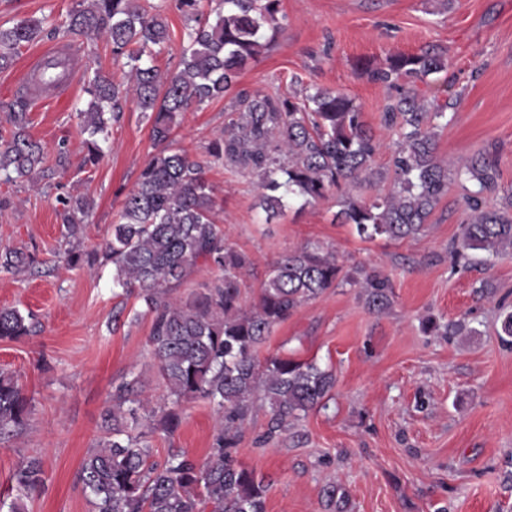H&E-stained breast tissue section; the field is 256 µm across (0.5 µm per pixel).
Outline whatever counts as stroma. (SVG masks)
I'll return each mask as SVG.
<instances>
[{"label": "stroma", "instance_id": "obj_1", "mask_svg": "<svg viewBox=\"0 0 512 512\" xmlns=\"http://www.w3.org/2000/svg\"><path fill=\"white\" fill-rule=\"evenodd\" d=\"M75 0H0V25L37 17L57 25ZM287 26L241 73L247 92L292 93L296 86L348 95L377 131L383 147L374 167L388 171L394 148L381 114L395 89L368 79L360 62L380 64L397 53L432 47L448 60L428 77L426 100L448 104L437 153L457 162L489 154L497 186L485 193L500 207L512 191V0H281ZM51 44L22 46L14 66L0 72V104L11 101L28 63ZM83 85L65 101L33 105L29 132L44 149L38 184L0 182V251L33 254L35 268L0 273V307L33 313L35 334L0 341V369L17 376L34 399L17 435L0 441V499L15 498L11 475L32 456L45 463V489L25 512H93L77 481L86 454L101 437L112 390L139 379L154 407L170 402L148 343L150 317L133 294L112 285L111 264L65 265L68 250L101 251L125 195L153 153L150 124L128 101L97 165L83 166L75 112ZM229 99L185 113L173 139L191 157L204 156L224 129ZM215 219L227 241L251 260L242 287L256 303L272 263L308 243L332 250L345 269H376L393 285L382 313L366 308L356 287L329 289L276 327L260 357L285 354L332 370L336 385L325 407L266 440L267 407L257 406L237 458L263 478L266 512H512V345L499 337L501 316L512 311V254L485 261L459 252L470 218L465 192L450 181L425 232L402 242L360 239L338 224L335 196L291 205L266 221L249 175L215 164ZM82 193L93 208L76 236L57 216V196ZM464 320L471 333L443 336L423 329ZM173 434L149 438L154 459L175 448L205 459L218 432L207 401L180 406ZM335 497H328V490Z\"/></svg>", "mask_w": 512, "mask_h": 512}]
</instances>
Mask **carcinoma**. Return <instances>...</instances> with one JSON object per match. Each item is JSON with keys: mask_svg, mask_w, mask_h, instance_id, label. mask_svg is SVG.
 <instances>
[{"mask_svg": "<svg viewBox=\"0 0 512 512\" xmlns=\"http://www.w3.org/2000/svg\"><path fill=\"white\" fill-rule=\"evenodd\" d=\"M200 3L175 0L187 24L178 66L166 73L155 65V57L171 41L170 29L146 0H77L68 21L48 32L38 18L0 27V72L13 67L21 46L45 32L104 40L112 61L130 68L137 106L151 125L155 152L125 196L102 256L112 264L113 284L137 293L144 305L133 319L151 317L149 344L172 406L156 411L137 379L112 391V405L103 415L105 437L88 452L78 473L94 512H265L263 480L236 458L255 402L268 405L266 436L273 438L318 407L336 378L313 362L277 355L261 360L258 347L299 307L330 288H362L365 305L376 313L391 304L386 276L372 271L359 279L343 271L332 252L308 243L270 266L258 301L245 308L241 288L251 262L226 242L216 224L206 168L218 163L256 178L268 221L295 202L304 207L334 190L340 196V223L353 225L363 238L394 241L424 231L448 192V180L469 183L465 203L471 218L463 226L461 249L483 251L489 259L512 252V193L498 209L484 200L496 185L495 163L478 152L450 170L436 156L438 122L448 120L447 105L426 102L417 86L448 66L434 50L394 54L380 66L360 63L372 80L398 86V96L382 112L384 126L396 135L390 177L373 168L382 144L361 108L347 95L324 88L300 99L241 91L206 158L172 148L184 114L223 98L283 28L280 0H217L213 20L203 16ZM61 71L55 58L45 59L39 69L47 84L56 82ZM86 94L87 106L76 118L84 164L94 166L129 90L98 67L88 78ZM30 109L22 93L0 106L10 125L8 136L0 134V181L32 182L42 169L43 148L28 133ZM359 188L372 191L371 199L356 194ZM58 203L61 224L68 235H76L92 200L79 194ZM200 260L216 272L215 278L177 295ZM31 264L33 258L21 252L0 253V273L14 274ZM31 331V315L0 308L1 341ZM196 399L213 404L221 419L208 457L196 461L172 449L163 461L152 460L151 422L174 432L181 422V402ZM31 413L32 399L15 375L0 371V437L23 429ZM13 479L23 498L8 505L0 501V512H25L22 499L42 492L43 460L21 461Z\"/></svg>", "mask_w": 512, "mask_h": 512, "instance_id": "obj_1", "label": "carcinoma"}]
</instances>
